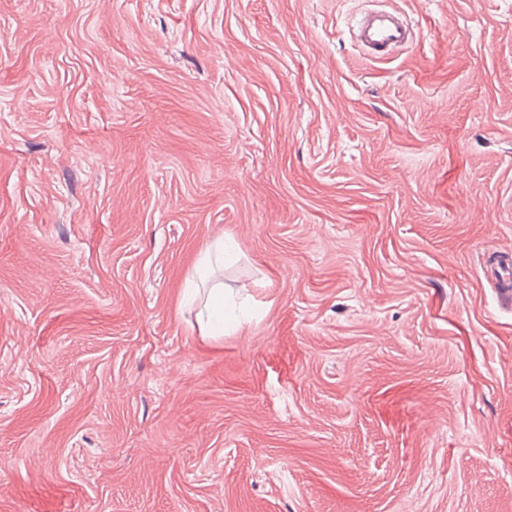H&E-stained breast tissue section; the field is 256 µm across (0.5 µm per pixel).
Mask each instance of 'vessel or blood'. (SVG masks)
I'll return each instance as SVG.
<instances>
[{
    "label": "vessel or blood",
    "instance_id": "vessel-or-blood-1",
    "mask_svg": "<svg viewBox=\"0 0 512 512\" xmlns=\"http://www.w3.org/2000/svg\"><path fill=\"white\" fill-rule=\"evenodd\" d=\"M353 39L365 54L377 58L387 50L410 46L416 32L397 9L379 5L361 11Z\"/></svg>",
    "mask_w": 512,
    "mask_h": 512
}]
</instances>
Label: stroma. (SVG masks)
Wrapping results in <instances>:
<instances>
[{"instance_id": "35a3bbf8", "label": "stroma", "mask_w": 512, "mask_h": 512, "mask_svg": "<svg viewBox=\"0 0 512 512\" xmlns=\"http://www.w3.org/2000/svg\"><path fill=\"white\" fill-rule=\"evenodd\" d=\"M396 2L0 0V512H512V0ZM353 27V39L366 54L380 58L390 49H402L416 40V32L395 8L378 5L365 8ZM227 309L224 283L217 282L209 289L207 299L197 313L201 329L209 336L223 335L226 320L232 321L231 317L226 316Z\"/></svg>"}]
</instances>
